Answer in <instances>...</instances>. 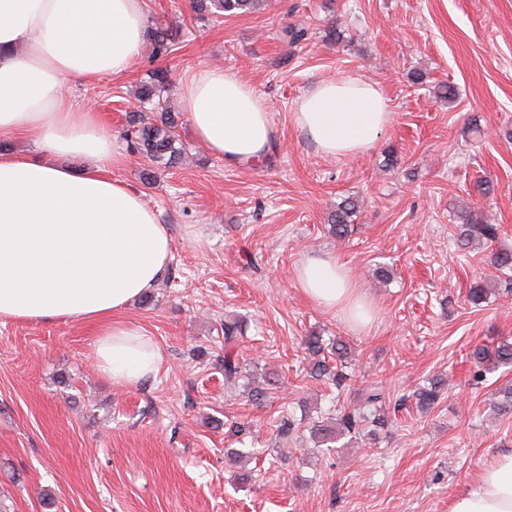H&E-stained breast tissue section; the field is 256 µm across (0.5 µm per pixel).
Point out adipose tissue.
<instances>
[{"label": "adipose tissue", "instance_id": "1", "mask_svg": "<svg viewBox=\"0 0 512 512\" xmlns=\"http://www.w3.org/2000/svg\"><path fill=\"white\" fill-rule=\"evenodd\" d=\"M145 29L142 0H0V133L22 134L37 150L0 154V322L93 325L98 370L128 385L156 375L162 354L116 316L155 286L171 239L112 177L126 158L99 114L61 87L125 74ZM182 99L197 140L225 164L261 159L276 138L266 102L233 72L200 68ZM391 118L378 86L350 77L317 82L293 114L330 156L369 151ZM297 280L317 306L371 323L372 301L335 256L308 257ZM451 512H512V453L485 463Z\"/></svg>", "mask_w": 512, "mask_h": 512}]
</instances>
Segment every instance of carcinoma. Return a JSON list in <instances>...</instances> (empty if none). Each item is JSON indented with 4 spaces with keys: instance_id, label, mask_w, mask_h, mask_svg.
Masks as SVG:
<instances>
[{
    "instance_id": "obj_1",
    "label": "carcinoma",
    "mask_w": 512,
    "mask_h": 512,
    "mask_svg": "<svg viewBox=\"0 0 512 512\" xmlns=\"http://www.w3.org/2000/svg\"><path fill=\"white\" fill-rule=\"evenodd\" d=\"M264 0H192V8L198 15L235 16L259 9ZM148 41L152 45V54L155 56L167 55L175 45V35L167 28H156L148 32ZM171 82L164 71L151 73L150 81L144 83L139 92V99L144 104L151 105L149 111L152 116H134L130 119L131 130L127 134L132 153L141 155L155 164L156 170L168 169L178 163L184 151V144L177 133L179 113L171 106L166 93ZM355 203L352 200L341 202L332 223L336 226V235H345L348 219L351 217ZM461 235L467 240L479 239L493 241L498 236V227L483 221L464 224ZM242 329L236 320L224 321V356L222 358L224 369V385L233 391L240 387V380L244 378L243 366L239 355L234 353ZM306 349L313 356L311 371L316 376H332L337 387L341 388L350 379V374L344 368L352 364L351 350L342 340L331 345V354L336 356L340 368L331 373L326 359L321 357L325 347L320 336H308L305 339ZM471 363L475 368V376L480 378L487 373L498 371L502 367H512V340L506 338L499 343L477 345L470 353ZM446 381L442 378H433L427 384L414 392L417 405L429 409L442 395ZM494 408L501 415H512V381L501 385L497 389V399ZM372 421L379 425L384 420L379 417H368L360 408H352L336 421H316L311 427V434L317 440V445L334 443L338 438L356 433L359 427Z\"/></svg>"
}]
</instances>
